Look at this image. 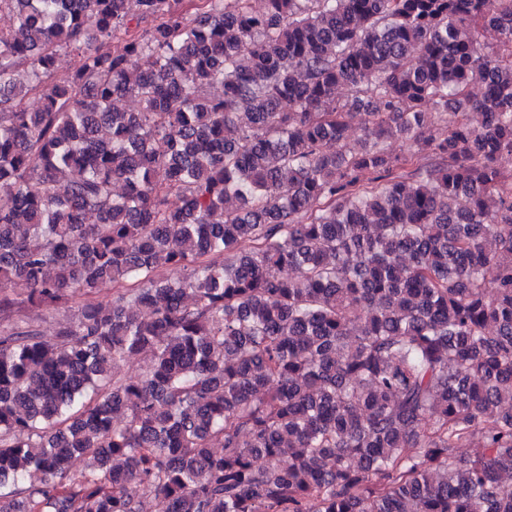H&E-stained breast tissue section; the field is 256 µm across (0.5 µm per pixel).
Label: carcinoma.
<instances>
[{
  "mask_svg": "<svg viewBox=\"0 0 512 512\" xmlns=\"http://www.w3.org/2000/svg\"><path fill=\"white\" fill-rule=\"evenodd\" d=\"M128 2L0 0V512H512V0ZM64 312L59 315H49L44 313H38L30 309L22 308L19 309L18 312L14 315V321L24 322V321H35L39 326V330L43 336L51 337L55 334V329L57 327V321L62 318Z\"/></svg>",
  "mask_w": 512,
  "mask_h": 512,
  "instance_id": "1",
  "label": "carcinoma"
}]
</instances>
